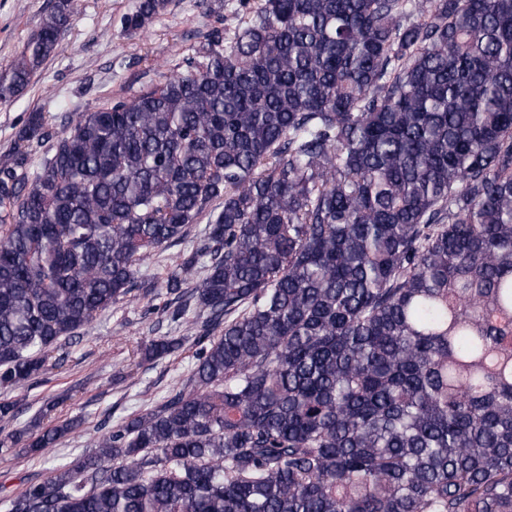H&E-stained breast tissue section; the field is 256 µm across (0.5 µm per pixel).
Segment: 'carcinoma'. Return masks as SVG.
I'll use <instances>...</instances> for the list:
<instances>
[{"label":"carcinoma","mask_w":512,"mask_h":512,"mask_svg":"<svg viewBox=\"0 0 512 512\" xmlns=\"http://www.w3.org/2000/svg\"><path fill=\"white\" fill-rule=\"evenodd\" d=\"M74 11L57 0L1 105ZM204 216L163 308L205 314L190 376L8 512H512V0H262L130 101L59 132L29 113L0 160V390ZM19 414L0 398L1 427Z\"/></svg>","instance_id":"obj_1"}]
</instances>
